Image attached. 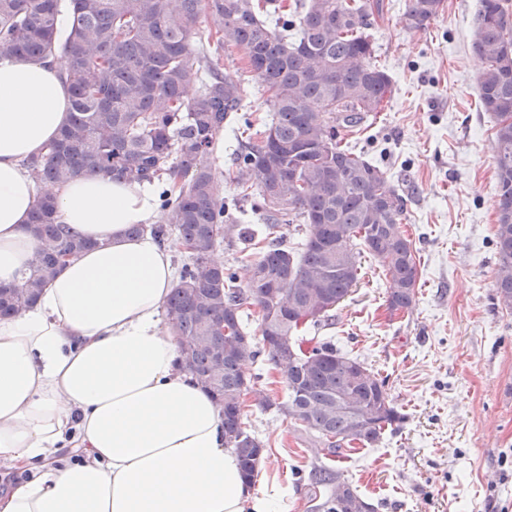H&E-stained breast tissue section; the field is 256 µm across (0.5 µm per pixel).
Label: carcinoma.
I'll use <instances>...</instances> for the list:
<instances>
[{
	"instance_id": "1",
	"label": "carcinoma",
	"mask_w": 512,
	"mask_h": 512,
	"mask_svg": "<svg viewBox=\"0 0 512 512\" xmlns=\"http://www.w3.org/2000/svg\"><path fill=\"white\" fill-rule=\"evenodd\" d=\"M70 24L58 30L63 2ZM445 0H407L402 22L426 28ZM383 0H0V58H67L70 121L44 157L24 162L42 190L29 218L39 246L28 272L0 285V317L33 305L62 259L94 246L62 231L48 187L91 173L155 185L164 223L134 224L129 234L158 242L176 234L188 262L165 301L180 365L224 410L226 447L236 453L245 484H255L262 442L248 429L243 396L270 407L244 365L261 360L282 374L280 410L301 425L328 458L359 445L372 448L405 420L386 379L330 340L307 348L303 333L328 321L360 280L367 253L383 268L387 309L416 302L419 251L405 235L408 192L340 130L370 127L391 97L393 78L375 62L370 30ZM209 27L208 44L197 25ZM472 47L486 63L476 81L478 104L496 119V294L512 310V10L508 0H479ZM247 61L250 77L225 72L224 50ZM199 84L188 100L185 90ZM269 115L244 113L252 88ZM242 124L233 182L224 196L208 156L224 125ZM261 212L265 245L250 261L244 285L211 255L249 234L232 218L241 200ZM304 226L301 247L283 244L278 226ZM258 315L259 341L244 321ZM249 337L246 346L240 345ZM326 488L316 512H375L342 472L313 473Z\"/></svg>"
}]
</instances>
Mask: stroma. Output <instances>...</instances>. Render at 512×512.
<instances>
[{
  "mask_svg": "<svg viewBox=\"0 0 512 512\" xmlns=\"http://www.w3.org/2000/svg\"><path fill=\"white\" fill-rule=\"evenodd\" d=\"M477 0H446L421 31L407 29L406 0H384L372 34L394 91L385 112L350 141L402 179L405 229L420 255L417 303L390 314L379 265L362 259L358 284L318 329L389 381L405 414L373 448L337 459L376 512H512V314L495 299L497 142L491 114L477 107L482 60L472 49ZM274 403L245 408L265 445L256 492L275 512H313L311 481L324 457L277 411L281 374L261 363Z\"/></svg>",
  "mask_w": 512,
  "mask_h": 512,
  "instance_id": "35a3bbf8",
  "label": "stroma"
}]
</instances>
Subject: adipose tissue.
<instances>
[{"label":"adipose tissue","instance_id":"1","mask_svg":"<svg viewBox=\"0 0 512 512\" xmlns=\"http://www.w3.org/2000/svg\"><path fill=\"white\" fill-rule=\"evenodd\" d=\"M67 60L0 59V283L38 241L40 189L23 166L69 119ZM58 218L95 248L70 258L36 305L0 320V512H272L244 486L224 414L177 363L160 311L172 252L133 224L160 214L154 186L81 175L55 186Z\"/></svg>","mask_w":512,"mask_h":512}]
</instances>
